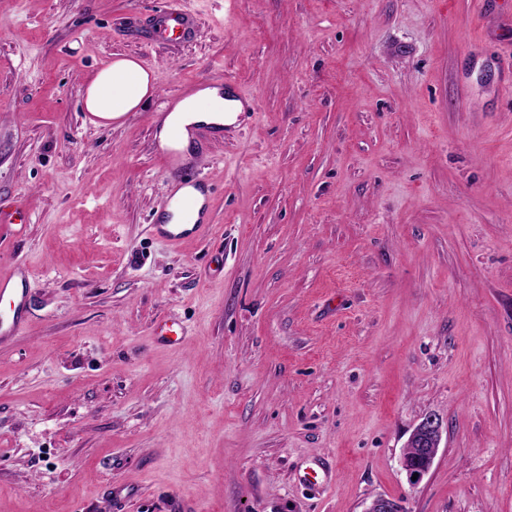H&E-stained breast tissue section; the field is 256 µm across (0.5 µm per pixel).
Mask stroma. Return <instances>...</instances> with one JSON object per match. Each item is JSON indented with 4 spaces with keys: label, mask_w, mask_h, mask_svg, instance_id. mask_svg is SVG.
<instances>
[{
    "label": "stroma",
    "mask_w": 512,
    "mask_h": 512,
    "mask_svg": "<svg viewBox=\"0 0 512 512\" xmlns=\"http://www.w3.org/2000/svg\"><path fill=\"white\" fill-rule=\"evenodd\" d=\"M0 0V512H512V16L474 0ZM156 89L87 125L91 76ZM254 97L169 167L182 85ZM213 183L210 237L150 230ZM183 328L159 343L157 324ZM428 474L400 465L426 414ZM332 465L329 482L305 472ZM160 17L165 23L173 21L175 28L180 29L183 34L190 35L193 30V21L190 14L180 6L177 0L165 1V7L160 12ZM29 281L28 271L18 266L9 275H0V302H8L5 317L0 318V339L18 335L24 327L23 306L25 284ZM443 432V421L435 414L425 415L412 430L401 458L410 482H418L430 471L441 447ZM414 473L418 476L412 481Z\"/></svg>",
    "instance_id": "1"
}]
</instances>
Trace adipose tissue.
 Here are the masks:
<instances>
[{
	"instance_id": "ef3b65f1",
	"label": "adipose tissue",
	"mask_w": 512,
	"mask_h": 512,
	"mask_svg": "<svg viewBox=\"0 0 512 512\" xmlns=\"http://www.w3.org/2000/svg\"><path fill=\"white\" fill-rule=\"evenodd\" d=\"M155 90V78L136 60L122 57L102 67L87 86L84 107L112 121L137 111ZM242 106L224 98L220 87L205 86L177 100L159 133L161 149L188 154L194 130L201 125L222 128L234 124Z\"/></svg>"
}]
</instances>
